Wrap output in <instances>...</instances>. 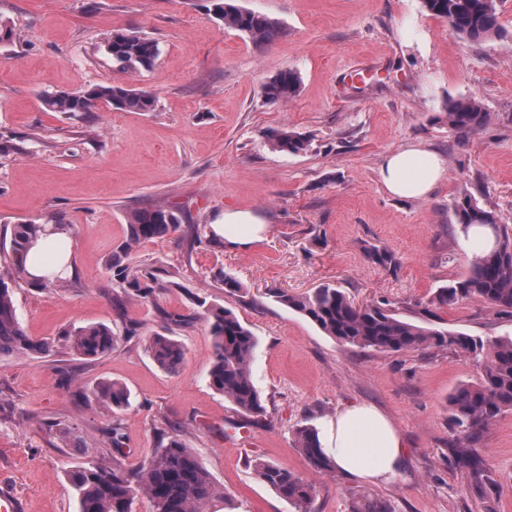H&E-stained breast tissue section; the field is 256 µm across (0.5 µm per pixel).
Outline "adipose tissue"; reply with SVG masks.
<instances>
[{
	"label": "adipose tissue",
	"mask_w": 512,
	"mask_h": 512,
	"mask_svg": "<svg viewBox=\"0 0 512 512\" xmlns=\"http://www.w3.org/2000/svg\"><path fill=\"white\" fill-rule=\"evenodd\" d=\"M444 176L443 159L413 144L387 154L380 169L385 189L408 198L429 195ZM211 229L226 247L244 248L260 240L265 226L252 213L227 211ZM318 438L344 479L389 483L403 470V436L374 404L357 401L336 410L321 420Z\"/></svg>",
	"instance_id": "ef3b65f1"
}]
</instances>
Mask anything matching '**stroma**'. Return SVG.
Instances as JSON below:
<instances>
[{
    "instance_id": "35a3bbf8",
    "label": "stroma",
    "mask_w": 512,
    "mask_h": 512,
    "mask_svg": "<svg viewBox=\"0 0 512 512\" xmlns=\"http://www.w3.org/2000/svg\"><path fill=\"white\" fill-rule=\"evenodd\" d=\"M237 4L276 19L283 34L254 45L217 24L209 0H0L16 32L0 43V243L17 224H65L74 267L64 287H14L25 330L59 346L47 357L0 358V480L27 512H78L67 472L111 461L107 434L117 423L129 468L161 435H180L218 488L202 512H295L260 481L255 458L312 481L316 512H351L361 497L388 512H512V412L478 444L487 492L449 460L457 440L448 396L477 380L471 361L344 347L273 297L331 283L417 319L439 287L468 272L453 233L456 196L471 193L512 226V0H499L498 33L480 42L451 32L422 0ZM129 27L155 39L160 55L152 70L123 76L104 39ZM284 69L299 74L298 96L266 102V82ZM120 79L152 92L155 110L103 106L79 119L41 103L48 91ZM468 95L492 119L461 143L446 112ZM283 126L309 136V150H273L267 134ZM409 144L445 161L444 179L424 198L392 196L380 180L385 155ZM156 203L172 207L183 229L133 246L131 263L174 281L142 302L118 287L112 257L129 238L130 213ZM227 210L258 216L261 240L225 249L210 225ZM374 247L395 253L396 271L369 262ZM222 272L240 293L224 292ZM197 296L232 310L258 338L261 425H247L209 385L212 338ZM174 312L195 319L170 331L186 348L171 373L154 364L145 338ZM435 315L445 329L512 336V318L479 301ZM96 323L120 333L132 323L137 334L91 363L61 345L65 331ZM103 380L127 388L128 409L115 415L94 399ZM355 400L377 405L404 436L408 467L392 483L314 473L293 444L297 426H318ZM63 426L72 438L61 439Z\"/></svg>"
}]
</instances>
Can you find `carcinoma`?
<instances>
[{
  "mask_svg": "<svg viewBox=\"0 0 512 512\" xmlns=\"http://www.w3.org/2000/svg\"><path fill=\"white\" fill-rule=\"evenodd\" d=\"M435 16L448 22L452 32L461 38L478 42L496 34L497 0H423ZM217 22L225 29L246 35L256 45L273 41L283 33L281 24L261 13L242 9L228 0H212ZM105 51L112 57V67L125 73L154 68L160 50L157 41L136 28L112 31L105 38ZM300 87V77L285 69L264 86L267 101L286 103ZM106 103L122 112H149L155 109L153 93L130 84L93 85L83 92H47L42 104L50 112L89 116ZM448 129L467 141L491 120L476 97L452 101L446 113ZM271 146L281 152L298 154L311 146L308 137L284 129L268 133ZM457 218V246L462 251L469 271L465 278L450 280L438 288L431 304L452 306L463 300H476L512 316V228L498 223L495 215L481 207L470 194L464 193L454 204ZM180 218L171 208L157 204L139 209L130 216L129 239L123 255L132 244L166 236L178 229ZM474 227L487 228L492 245L471 236ZM66 229L64 224H16L13 227L7 255L10 264L0 272V357L48 356L54 343L28 335L13 299L12 285L29 278L18 258L41 239ZM371 263L384 269H396L394 253L373 248L367 252ZM116 281L139 299H151L165 287L159 282L158 270H143L122 264L121 257L112 263ZM276 301L296 311L334 338L342 346L373 350L379 353H405L442 349L462 356L480 369L475 383L458 386L448 396L449 420L458 437L466 445L453 449L454 460L478 474L482 459L473 448L482 434L507 411H512V338L482 339L456 330L437 328L430 322H414L402 317L387 303L357 304L344 291L324 285L313 293L295 296L280 291ZM194 304L205 309L209 331L213 336V354L208 377L210 386L224 395L237 411L258 423L265 418L261 395L254 385L251 364L258 340L252 331L229 309L206 304L200 298ZM63 341L76 355L88 361L97 360L112 351L118 334L105 324L79 327L64 334ZM147 351L161 369L172 371L184 357V348L173 337L155 333L147 338ZM95 400L112 412L130 405L128 390L118 382L101 381L94 391ZM295 447L305 457L311 470L319 474L335 472L334 465L323 454L317 430L299 425L293 432ZM112 462H95L80 466L68 474V480L79 505V512H134L139 497L152 503L153 512H201V507L217 491L213 478L196 452L171 435L160 448L139 467L124 466L123 434L112 425ZM259 479L295 512H315V486L301 475L275 463L254 459Z\"/></svg>",
  "mask_w": 512,
  "mask_h": 512,
  "instance_id": "1",
  "label": "carcinoma"
}]
</instances>
